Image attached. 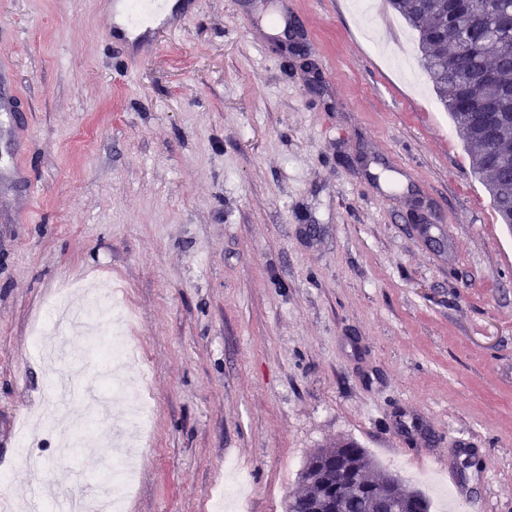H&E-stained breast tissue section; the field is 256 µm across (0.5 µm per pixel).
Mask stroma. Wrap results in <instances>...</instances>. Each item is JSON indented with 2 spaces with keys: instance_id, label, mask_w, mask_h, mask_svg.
<instances>
[{
  "instance_id": "stroma-1",
  "label": "stroma",
  "mask_w": 512,
  "mask_h": 512,
  "mask_svg": "<svg viewBox=\"0 0 512 512\" xmlns=\"http://www.w3.org/2000/svg\"><path fill=\"white\" fill-rule=\"evenodd\" d=\"M110 0H0V500L93 486L107 445L77 454L87 359L41 354L58 300L118 294L137 363L100 400L134 397L125 512H216L229 468L244 512H286L317 449L353 440L405 488L453 466L461 512H512V230L470 168L386 0H185L154 49L109 36ZM301 32L262 38L270 17ZM29 129L18 148L13 128ZM28 421V445L16 427ZM43 455L30 470L27 450Z\"/></svg>"
}]
</instances>
